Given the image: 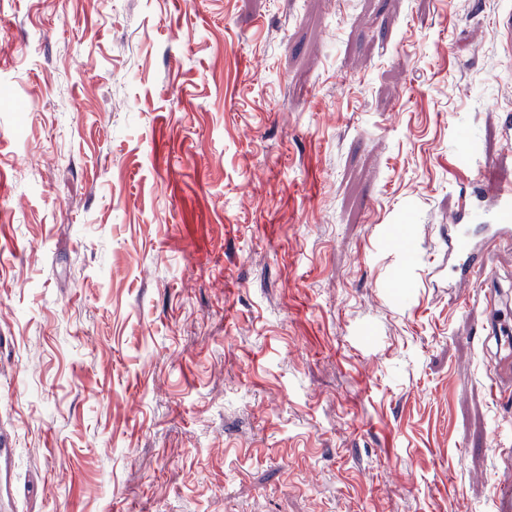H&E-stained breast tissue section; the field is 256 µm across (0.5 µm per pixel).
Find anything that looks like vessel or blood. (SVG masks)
<instances>
[{
    "instance_id": "obj_1",
    "label": "vessel or blood",
    "mask_w": 512,
    "mask_h": 512,
    "mask_svg": "<svg viewBox=\"0 0 512 512\" xmlns=\"http://www.w3.org/2000/svg\"><path fill=\"white\" fill-rule=\"evenodd\" d=\"M475 213L464 210L448 217V269L457 285L484 291V306L488 314L485 328L495 337L500 355L490 385L493 399L503 405L512 403V338L507 337L506 315L495 299L498 281L491 260L499 242L512 235V184L500 185L495 209L486 216V235L474 239L469 224Z\"/></svg>"
}]
</instances>
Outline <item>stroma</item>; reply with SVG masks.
<instances>
[{
  "instance_id": "obj_1",
  "label": "stroma",
  "mask_w": 512,
  "mask_h": 512,
  "mask_svg": "<svg viewBox=\"0 0 512 512\" xmlns=\"http://www.w3.org/2000/svg\"><path fill=\"white\" fill-rule=\"evenodd\" d=\"M512 0H0L15 512H512L436 272Z\"/></svg>"
}]
</instances>
